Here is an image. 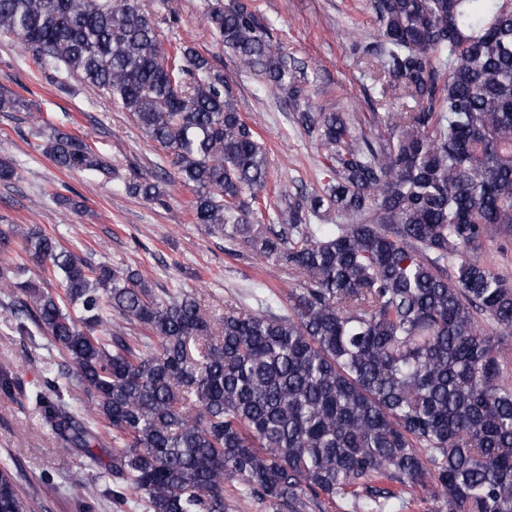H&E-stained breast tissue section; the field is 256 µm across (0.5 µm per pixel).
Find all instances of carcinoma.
I'll list each match as a JSON object with an SVG mask.
<instances>
[{
	"label": "carcinoma",
	"instance_id": "1",
	"mask_svg": "<svg viewBox=\"0 0 512 512\" xmlns=\"http://www.w3.org/2000/svg\"><path fill=\"white\" fill-rule=\"evenodd\" d=\"M377 32L352 33L379 70L373 130L356 112L296 113L329 161L322 190L263 213L268 158L232 86L196 47L166 46L141 0H0V36L112 98L195 189L196 223L288 268L298 287L204 313L195 293H157L35 227L6 224L0 267L16 331L63 361L37 388L44 424L108 467L112 504L228 512L224 486L270 512H512V283L474 257L512 234V0H370ZM206 30L238 70L297 106L312 94L253 0H214ZM28 104L0 92V112ZM66 171L117 172L54 127ZM167 171L127 192L160 200ZM62 293L23 279L27 262ZM147 331L131 336L112 316ZM18 387L0 365V394ZM97 415L79 421L64 394ZM0 512H26L0 469Z\"/></svg>",
	"mask_w": 512,
	"mask_h": 512
}]
</instances>
